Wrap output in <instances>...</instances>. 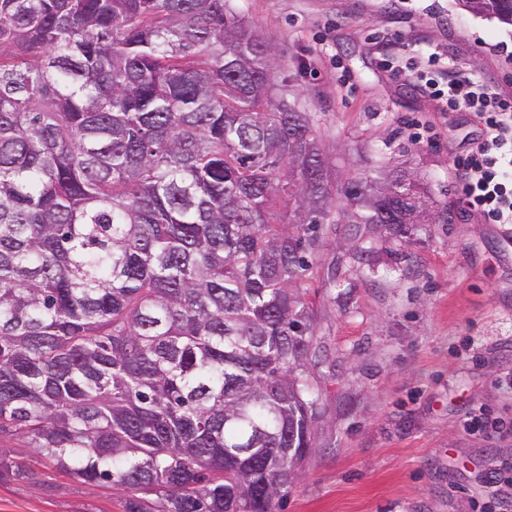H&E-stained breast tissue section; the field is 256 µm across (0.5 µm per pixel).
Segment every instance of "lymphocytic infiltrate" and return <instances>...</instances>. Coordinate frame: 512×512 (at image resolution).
<instances>
[{
  "label": "lymphocytic infiltrate",
  "instance_id": "1",
  "mask_svg": "<svg viewBox=\"0 0 512 512\" xmlns=\"http://www.w3.org/2000/svg\"><path fill=\"white\" fill-rule=\"evenodd\" d=\"M404 75L422 95L467 111L480 129L467 153L453 161L464 210L492 224H512V98L476 73L438 66L433 55L427 64L411 63Z\"/></svg>",
  "mask_w": 512,
  "mask_h": 512
}]
</instances>
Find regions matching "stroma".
<instances>
[{
    "mask_svg": "<svg viewBox=\"0 0 512 512\" xmlns=\"http://www.w3.org/2000/svg\"><path fill=\"white\" fill-rule=\"evenodd\" d=\"M279 54L337 182L404 167L448 224L329 230L304 282L335 363L321 379L320 446L280 512H482L488 472L512 464V224L466 216L454 157L478 130L380 66L439 54L512 94V27L454 0H229ZM499 431L465 429L468 414ZM0 482V512H125L124 494L52 463Z\"/></svg>",
    "mask_w": 512,
    "mask_h": 512,
    "instance_id": "1",
    "label": "stroma"
}]
</instances>
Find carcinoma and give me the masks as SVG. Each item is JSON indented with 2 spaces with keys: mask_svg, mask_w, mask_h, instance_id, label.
<instances>
[{
  "mask_svg": "<svg viewBox=\"0 0 512 512\" xmlns=\"http://www.w3.org/2000/svg\"><path fill=\"white\" fill-rule=\"evenodd\" d=\"M277 68L227 0H0V478L18 440L125 512H277L334 370L307 252L448 223L400 169L336 202Z\"/></svg>",
  "mask_w": 512,
  "mask_h": 512,
  "instance_id": "1",
  "label": "carcinoma"
}]
</instances>
